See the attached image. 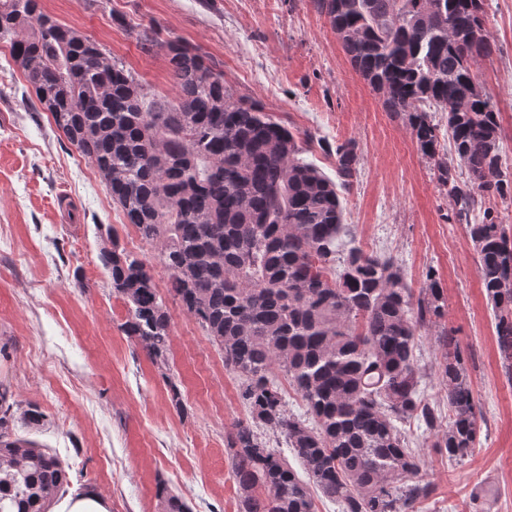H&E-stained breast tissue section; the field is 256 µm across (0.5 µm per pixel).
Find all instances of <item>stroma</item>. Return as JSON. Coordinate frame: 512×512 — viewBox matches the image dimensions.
<instances>
[{
	"mask_svg": "<svg viewBox=\"0 0 512 512\" xmlns=\"http://www.w3.org/2000/svg\"><path fill=\"white\" fill-rule=\"evenodd\" d=\"M61 23L106 46L138 73L150 95L174 90L162 39L189 44L222 65L236 93L306 135L305 159L328 176L326 145L354 140L357 180L343 199L350 247L392 257L412 288L435 270L448 299L447 324L472 351L470 375L483 412L474 455L448 461L404 424L426 460L432 497L418 512H512V380L502 366L476 255L405 123L354 71L327 19L310 0H41ZM495 50L479 78L502 112L512 149V0H487ZM20 73L0 69V384L19 406L38 405L41 427L18 434L57 451L73 493L91 489L110 512H163L166 483L191 512H238L225 435L248 412L222 353L194 318L169 302V365L177 412L158 368L126 336L127 305L113 293L98 253L103 238L152 267L160 293L168 275L158 243L145 241L113 203L95 168L35 112Z\"/></svg>",
	"mask_w": 512,
	"mask_h": 512,
	"instance_id": "stroma-1",
	"label": "stroma"
}]
</instances>
